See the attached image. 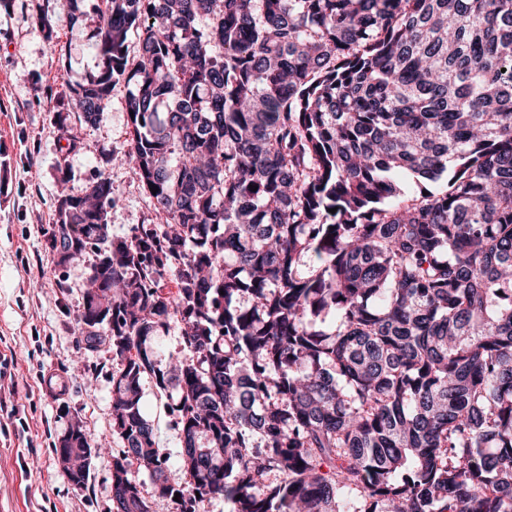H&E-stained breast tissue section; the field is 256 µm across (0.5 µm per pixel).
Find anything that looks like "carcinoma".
Returning <instances> with one entry per match:
<instances>
[{
  "mask_svg": "<svg viewBox=\"0 0 512 512\" xmlns=\"http://www.w3.org/2000/svg\"><path fill=\"white\" fill-rule=\"evenodd\" d=\"M86 1L75 119L133 86L111 160L163 219L112 236L102 173L51 239L95 255L79 333L115 362L112 512H149L134 466L173 512H512V0H66L70 23ZM407 175L444 186L407 202ZM174 321L188 357L155 346ZM90 441L60 442L76 486ZM142 401L144 415L154 425L157 444L167 453L169 467L174 472L178 468L181 444L178 430L173 427L165 406L167 400L157 393L151 382L144 381Z\"/></svg>",
  "mask_w": 512,
  "mask_h": 512,
  "instance_id": "obj_1",
  "label": "carcinoma"
}]
</instances>
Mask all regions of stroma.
Instances as JSON below:
<instances>
[{"label":"stroma","mask_w":512,"mask_h":512,"mask_svg":"<svg viewBox=\"0 0 512 512\" xmlns=\"http://www.w3.org/2000/svg\"><path fill=\"white\" fill-rule=\"evenodd\" d=\"M47 7V0H0V357L10 361L0 378L7 406L0 412V512H112V457L122 448L112 434V354L86 351L77 325L95 257L60 265L47 243L60 185L81 190L102 170L116 198L108 211L112 236L155 223L156 214L130 166L105 163L107 153L128 149L130 86H113L99 122L79 130L78 147L61 130L67 82L96 69L95 23L88 16L73 25L61 13L49 36L34 21ZM143 411L177 469L178 431L148 381ZM77 420L107 444L81 487L57 454Z\"/></svg>","instance_id":"stroma-1"}]
</instances>
